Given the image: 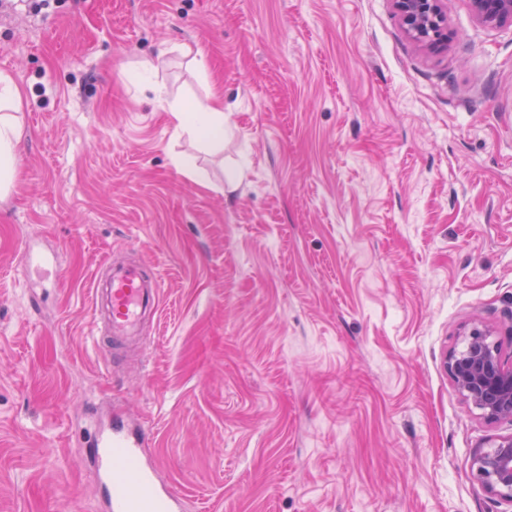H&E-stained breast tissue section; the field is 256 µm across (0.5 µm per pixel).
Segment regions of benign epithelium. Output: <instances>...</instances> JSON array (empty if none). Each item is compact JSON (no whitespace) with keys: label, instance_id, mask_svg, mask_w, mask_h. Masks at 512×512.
Segmentation results:
<instances>
[{"label":"benign epithelium","instance_id":"7a95c632","mask_svg":"<svg viewBox=\"0 0 512 512\" xmlns=\"http://www.w3.org/2000/svg\"><path fill=\"white\" fill-rule=\"evenodd\" d=\"M443 0H393L406 33L430 49L448 44ZM485 27L512 25V0H470ZM456 393L489 421L512 423V362H507L495 331L481 321L465 325L459 344L445 360ZM469 470L487 493L512 503V434L475 454Z\"/></svg>","mask_w":512,"mask_h":512}]
</instances>
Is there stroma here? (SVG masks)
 Instances as JSON below:
<instances>
[{
	"label": "stroma",
	"mask_w": 512,
	"mask_h": 512,
	"mask_svg": "<svg viewBox=\"0 0 512 512\" xmlns=\"http://www.w3.org/2000/svg\"><path fill=\"white\" fill-rule=\"evenodd\" d=\"M443 10L430 53L392 0H0V512H98L120 416L186 512H512L467 472L512 423L444 367L474 319L512 354V26ZM158 83L223 96L220 149ZM116 255L162 278L128 355L95 338ZM22 104V90L14 79L0 73V193L7 191L15 175V147L19 135V125L14 114Z\"/></svg>",
	"instance_id": "35a3bbf8"
}]
</instances>
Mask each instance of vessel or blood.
Instances as JSON below:
<instances>
[{"mask_svg": "<svg viewBox=\"0 0 512 512\" xmlns=\"http://www.w3.org/2000/svg\"><path fill=\"white\" fill-rule=\"evenodd\" d=\"M94 288L95 310L108 318L112 346L139 339L144 320L159 307L157 276L138 263L116 266ZM151 441L145 428L123 420L98 431L89 461L104 492L103 512H185L184 498L159 480L156 461L145 453Z\"/></svg>", "mask_w": 512, "mask_h": 512, "instance_id": "obj_1", "label": "vessel or blood"}]
</instances>
